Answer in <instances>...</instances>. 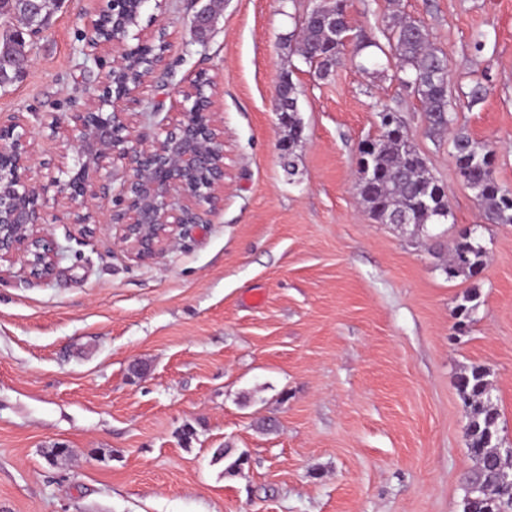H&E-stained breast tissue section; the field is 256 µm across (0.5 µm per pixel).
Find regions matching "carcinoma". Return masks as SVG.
Returning a JSON list of instances; mask_svg holds the SVG:
<instances>
[{"label":"carcinoma","instance_id":"1","mask_svg":"<svg viewBox=\"0 0 512 512\" xmlns=\"http://www.w3.org/2000/svg\"><path fill=\"white\" fill-rule=\"evenodd\" d=\"M345 0H326L318 9L308 10L299 28L295 51L314 66L321 77L340 64L344 43L335 41V31L345 26ZM388 47L354 35L358 48L375 47L389 52L394 60V77L400 87L418 97L423 105L428 130L439 134L449 129L453 113L448 109V60L432 46L429 33L420 20L391 17L382 31ZM285 91L279 94L280 112L288 114V169H293L294 146L302 138L303 128L297 118V93L288 76H282ZM376 147L368 157V174L358 179V194L370 213L381 224L392 214L409 213L416 225L424 227L448 219L451 209L445 194L434 192V181L425 158L400 123L381 124ZM452 157L463 182L476 193L477 203L492 224H512V190L503 188L494 176L495 151L479 146L468 134L457 132L452 138ZM451 259L443 271L448 278L474 277L485 265L487 251L472 235L462 231L451 248ZM480 306L479 294L469 291L455 306V328L461 332ZM489 372L473 365L456 380V387L466 408L467 448L482 481L466 478L465 498L469 512H512V488L498 481L502 471L512 472V458L500 454V415L489 405Z\"/></svg>","mask_w":512,"mask_h":512}]
</instances>
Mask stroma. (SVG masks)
<instances>
[{
  "instance_id": "stroma-1",
  "label": "stroma",
  "mask_w": 512,
  "mask_h": 512,
  "mask_svg": "<svg viewBox=\"0 0 512 512\" xmlns=\"http://www.w3.org/2000/svg\"><path fill=\"white\" fill-rule=\"evenodd\" d=\"M100 4L59 0L0 94V117L36 135L31 165H74L41 119L67 117L101 81L81 52ZM307 5L220 0L201 45L200 0H149L141 22L169 47L145 105L170 112L187 78H216L224 193L144 263L114 249L111 200H97L90 237L64 208L42 210L61 247L54 276L0 274V512H461L472 460L454 381L475 363L512 447V224L485 220L450 135L429 134L377 49L363 67L347 43L324 79L290 51ZM347 12L372 38L395 13L424 22L448 58L457 127L495 143L494 176L512 189V0H348ZM283 75L303 124L291 160L273 110ZM385 108L448 194V221L421 234L378 223L357 194L359 146ZM466 228L486 264L451 279L442 264ZM471 290L481 305L460 333L453 310Z\"/></svg>"
}]
</instances>
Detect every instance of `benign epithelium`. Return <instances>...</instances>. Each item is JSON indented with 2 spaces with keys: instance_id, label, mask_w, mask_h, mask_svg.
Returning <instances> with one entry per match:
<instances>
[{
  "instance_id": "benign-epithelium-1",
  "label": "benign epithelium",
  "mask_w": 512,
  "mask_h": 512,
  "mask_svg": "<svg viewBox=\"0 0 512 512\" xmlns=\"http://www.w3.org/2000/svg\"><path fill=\"white\" fill-rule=\"evenodd\" d=\"M148 0H107L106 7L86 15L83 35L85 56L109 62L98 93L70 113V122L56 115L43 118L51 130L77 156L74 167L45 176L29 165L35 136L31 128L12 116L0 121V267L19 262L29 278L48 281L55 272L58 244L37 230L40 211L48 203L64 204L70 223L91 236L100 222L94 201L111 198L122 208L113 225V247L128 259L144 262L174 246L190 224L208 223L209 207L224 192V128L214 111L215 79L200 74L181 86L179 112L159 117L138 112L140 91L165 55L147 54L156 42L166 41L164 30L140 28L131 13ZM55 0H12L21 27L13 40L26 42L42 31ZM214 23L205 5L191 19L195 37L203 41ZM137 44H128V38ZM143 55L147 76L134 87L112 88V76L131 59ZM29 63V54L0 50V85L17 81ZM122 163V172L106 173L105 160ZM66 178H61V175ZM53 197H48L49 190Z\"/></svg>"
}]
</instances>
